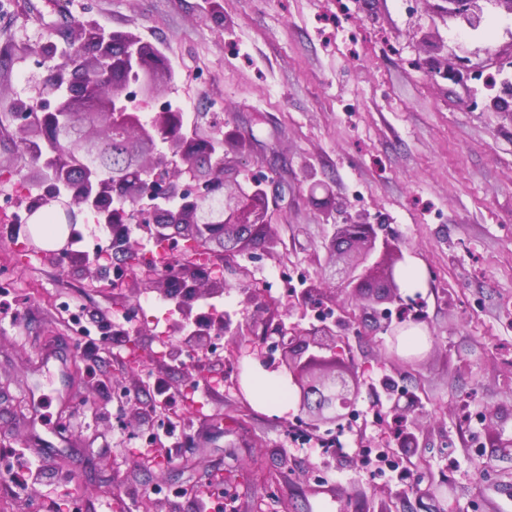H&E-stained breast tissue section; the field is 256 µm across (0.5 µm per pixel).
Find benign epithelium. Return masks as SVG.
<instances>
[{
	"instance_id": "7a95c632",
	"label": "benign epithelium",
	"mask_w": 512,
	"mask_h": 512,
	"mask_svg": "<svg viewBox=\"0 0 512 512\" xmlns=\"http://www.w3.org/2000/svg\"><path fill=\"white\" fill-rule=\"evenodd\" d=\"M491 3L512 15V0H440L442 15L473 29L485 21L481 2ZM78 37L69 41L74 46L65 61L62 82L68 85V95L51 110L41 111L33 121L20 115L21 106L9 105V114L20 120L17 131L24 133L22 141L31 144L44 142L49 153L35 167L34 182H45L43 192L27 207V218L40 219V209L55 202L68 210H90L98 223L112 233V265L88 269L87 261L71 257L74 265L89 273L96 281L108 280L111 285L125 287L124 272L135 279L137 291L166 294L180 289L178 311L180 318L172 321L170 332L178 334L182 322L193 315L197 299L224 292L225 279H211L191 256L182 258L176 273L163 277L162 267L144 268L136 263V249L127 225L137 223L147 234L162 239H182L195 244L199 251L213 255L211 244L224 242V271L243 274L232 264L230 256L240 253L261 237L270 224L269 200L265 189L269 180L247 183L241 178L237 164L227 159V152L216 151L208 139L190 140L179 132V114L168 109L156 112L148 121L141 119L138 110L130 105L131 97L144 102L159 97V83L168 78L162 61L154 49L131 32L106 34L96 28L77 27ZM82 127L81 153L89 155L105 139L123 143L119 163L112 173L102 174L95 169L72 183L68 199L59 197L56 184L68 180L77 153L52 137L54 122ZM137 171L140 177L126 176ZM162 200L150 210L137 208L147 196ZM123 198L129 210L118 212L112 207L115 197ZM377 234L362 213H347L336 225L328 251L331 257L351 258V263L339 269L345 287L351 289L363 313L375 311L374 305L388 303L398 311L397 323L403 329L422 321L414 313L406 318L403 298L396 279L395 267L402 259L400 249L382 242L388 260L368 264L376 250ZM336 322L322 323L307 331L295 322L280 319L266 328L248 354L263 366L288 373L299 391V411L304 415L308 430L316 431L322 424H340L343 410L359 391L358 376L351 381L337 380L335 368ZM280 349L279 360L263 350L271 337ZM209 328L200 329L193 337L180 341L176 353L187 349L207 353L212 350ZM419 447L417 428L411 424L388 442V448Z\"/></svg>"
}]
</instances>
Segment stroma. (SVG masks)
I'll return each instance as SVG.
<instances>
[{
    "label": "stroma",
    "instance_id": "obj_1",
    "mask_svg": "<svg viewBox=\"0 0 512 512\" xmlns=\"http://www.w3.org/2000/svg\"><path fill=\"white\" fill-rule=\"evenodd\" d=\"M9 0L0 12V95L40 108L56 95H38L48 74L41 50L67 44L62 33L79 24L102 32H132L164 64L181 70L162 84L161 100L176 99L194 115L191 135L213 129L238 136L228 155L244 179L275 168L267 192L274 210L272 242L237 255L261 299L243 307L239 286L216 296L230 323L216 339L215 357L199 377H220L199 409L185 407L184 364L158 356L160 326L177 296L163 301L158 320L136 315L140 334L124 315L144 295L99 287L65 256L34 249L23 225L0 215V272L18 319L0 314V512H68L78 496L107 512H197L196 496L212 475L238 494V512H512L499 488H512V454L497 446L512 437V118L490 103L500 89L485 87L488 50L512 53V17L497 16L494 35L460 30L438 13L437 0H347L339 23L330 0ZM359 35L365 48L354 51ZM459 67L443 78L438 64ZM35 164L0 128V177L13 212ZM330 186L335 211L317 206L311 182ZM361 212L379 239L403 253L402 267L420 264L424 285L402 289L426 315L425 344L395 350L348 301L325 250L341 212ZM295 269L292 285L273 274ZM319 285L335 299L342 321L336 354L363 380L342 426L322 425L340 438V452L321 455L291 442L295 415L261 408L245 389L257 361L237 356L247 337L283 315L317 327L313 310L295 293ZM73 298L91 336L78 334L53 297ZM400 361L390 366L388 357ZM105 383L87 394L84 368ZM417 395L411 415L422 434L426 465L414 468L399 494L396 473L370 476L360 446L379 443L396 399ZM175 397L185 426L158 420L121 423L136 404ZM161 438L164 468L145 465L126 439ZM53 441V458L30 476L26 491L7 480L18 451L36 455ZM434 496L422 494L424 486Z\"/></svg>",
    "mask_w": 512,
    "mask_h": 512
}]
</instances>
